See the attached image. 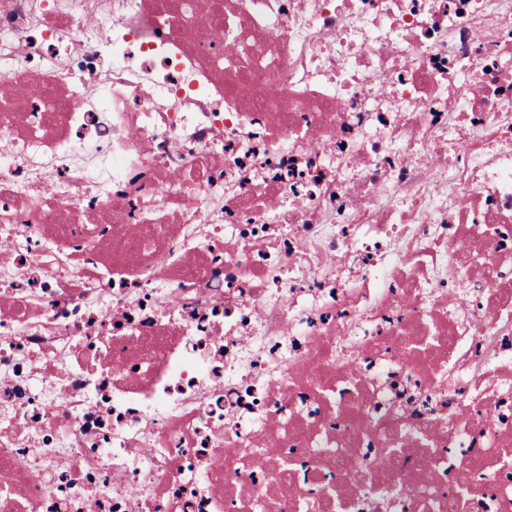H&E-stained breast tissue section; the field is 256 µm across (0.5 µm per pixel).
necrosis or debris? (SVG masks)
Masks as SVG:
<instances>
[{
  "label": "necrosis or debris",
  "mask_w": 512,
  "mask_h": 512,
  "mask_svg": "<svg viewBox=\"0 0 512 512\" xmlns=\"http://www.w3.org/2000/svg\"><path fill=\"white\" fill-rule=\"evenodd\" d=\"M512 512V0H0V512Z\"/></svg>",
  "instance_id": "1"
}]
</instances>
